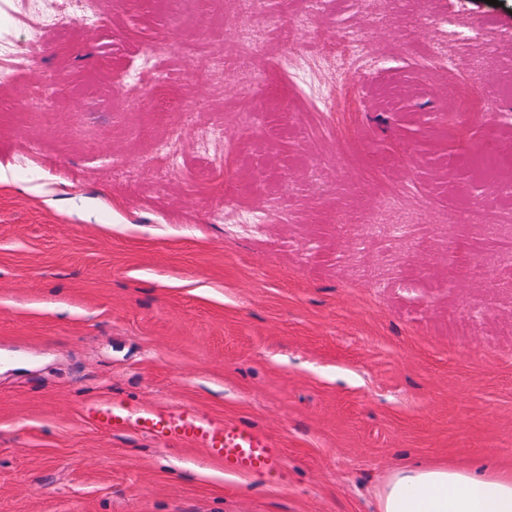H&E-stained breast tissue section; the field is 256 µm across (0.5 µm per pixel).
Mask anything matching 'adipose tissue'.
<instances>
[{
  "label": "adipose tissue",
  "mask_w": 512,
  "mask_h": 512,
  "mask_svg": "<svg viewBox=\"0 0 512 512\" xmlns=\"http://www.w3.org/2000/svg\"><path fill=\"white\" fill-rule=\"evenodd\" d=\"M380 512H512V474L405 467L385 484Z\"/></svg>",
  "instance_id": "1"
}]
</instances>
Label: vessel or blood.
Wrapping results in <instances>:
<instances>
[{
  "mask_svg": "<svg viewBox=\"0 0 512 512\" xmlns=\"http://www.w3.org/2000/svg\"><path fill=\"white\" fill-rule=\"evenodd\" d=\"M83 419L107 434L146 433L205 449L228 473L258 476L271 482L284 477L278 442L249 425L155 407L133 413L108 398L87 405Z\"/></svg>",
  "mask_w": 512,
  "mask_h": 512,
  "instance_id": "obj_1",
  "label": "vessel or blood"
}]
</instances>
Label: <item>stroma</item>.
<instances>
[{"label":"stroma","instance_id":"stroma-1","mask_svg":"<svg viewBox=\"0 0 512 512\" xmlns=\"http://www.w3.org/2000/svg\"><path fill=\"white\" fill-rule=\"evenodd\" d=\"M102 7L0 82V512H379L409 465L512 473V223L455 221L512 207L468 164L492 139L512 176V0H322L309 41L399 49L344 82L282 70L259 17L252 69L210 71L238 0ZM144 51L163 69L117 95ZM189 63L207 79L185 85ZM179 103L225 142L200 151L189 125L158 157ZM408 182L414 206L383 216L406 233L375 236ZM266 204L254 233L211 219ZM103 396L255 426L286 479L97 431L81 413Z\"/></svg>","mask_w":512,"mask_h":512}]
</instances>
